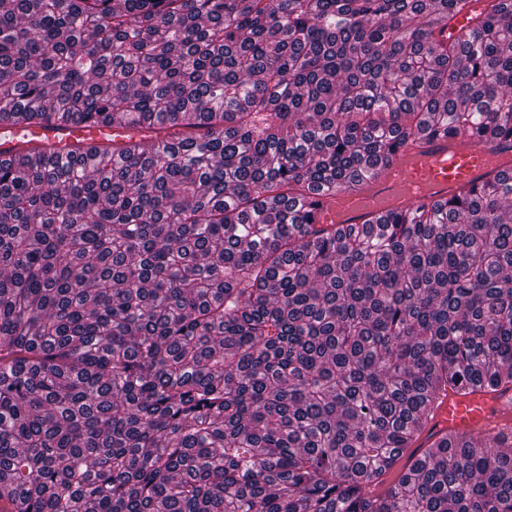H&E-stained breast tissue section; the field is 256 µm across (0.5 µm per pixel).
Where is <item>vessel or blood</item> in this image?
<instances>
[{
  "label": "vessel or blood",
  "instance_id": "obj_1",
  "mask_svg": "<svg viewBox=\"0 0 512 512\" xmlns=\"http://www.w3.org/2000/svg\"><path fill=\"white\" fill-rule=\"evenodd\" d=\"M479 0H465L452 20H437L434 36L448 41L467 27ZM127 129L115 122L111 126L80 123H51L49 126L0 128V159L16 157L22 149H62L80 143H117ZM512 168V147L478 144L466 137L410 140L374 176L358 187L342 191H323L315 195V213L322 224H365L387 208H404L415 202L448 198L466 184L488 173ZM426 434L437 438L448 434L492 437L512 433V390L495 393L479 391L448 394L429 421Z\"/></svg>",
  "mask_w": 512,
  "mask_h": 512
}]
</instances>
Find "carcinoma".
Returning <instances> with one entry per match:
<instances>
[{
	"label": "carcinoma",
	"instance_id": "1",
	"mask_svg": "<svg viewBox=\"0 0 512 512\" xmlns=\"http://www.w3.org/2000/svg\"><path fill=\"white\" fill-rule=\"evenodd\" d=\"M0 0L10 512H512L508 437L419 439L512 386V174L318 224L417 134L512 142V0ZM407 468L376 489L402 458ZM462 8L455 14L448 23V18L438 19L434 24L435 39L447 42L454 37L460 29L467 27L468 17L472 11L480 9L482 3L479 0H465ZM128 133L124 124L111 126L80 123L75 125L52 122L48 127L0 128V159L16 157L24 148L39 150L62 149L78 143H117Z\"/></svg>",
	"mask_w": 512,
	"mask_h": 512
}]
</instances>
